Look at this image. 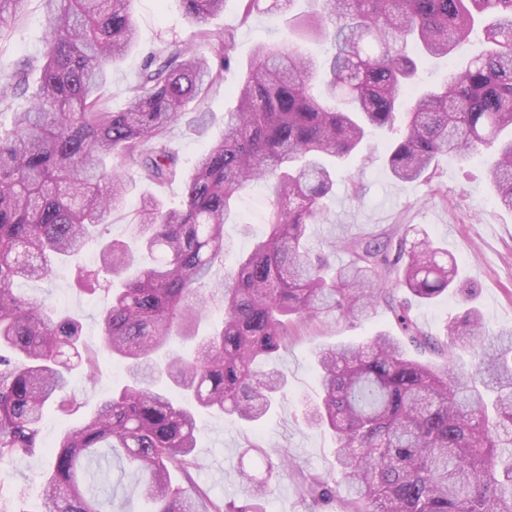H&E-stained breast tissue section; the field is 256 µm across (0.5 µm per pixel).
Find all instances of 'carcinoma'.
<instances>
[{"label": "carcinoma", "mask_w": 512, "mask_h": 512, "mask_svg": "<svg viewBox=\"0 0 512 512\" xmlns=\"http://www.w3.org/2000/svg\"><path fill=\"white\" fill-rule=\"evenodd\" d=\"M28 0H0V40L17 28ZM39 55L0 67V107L13 113L0 134V468L39 448L47 404L62 415L81 408L69 376L96 355L79 323L19 292L94 244L105 218L124 211L127 185L165 183L180 157L173 125L200 110L224 81L231 29L212 28L225 0H181L194 26L187 42L146 60L113 111L102 91L110 68L134 44V0H42ZM240 21L285 16L295 0H238ZM485 21L489 48L447 79L412 97L421 60L445 58ZM296 28L330 42L325 59L292 41L257 44L224 113V133L184 177L183 203L141 200L130 226L151 266L132 275L137 254L124 241L103 248L98 268L80 267L77 288L104 294L101 349L126 373L83 422L64 431L32 512H112L97 486L100 461L117 457L143 476L150 512H264L261 483L245 474L240 506L175 487L171 470L197 466L196 412L215 410L258 422L286 377L263 363L288 347L294 325L312 317L357 318L383 302L399 335L380 332L361 346L318 349L319 397L304 421L336 435V468L306 476L288 459L281 470L314 505L341 487V512H512V328L492 331L473 307L429 336L412 301L431 302L454 287L457 261L410 230L383 242L352 238L349 260L334 267L308 245L309 225L343 162L377 128L399 137L387 163L401 182L429 181L443 153L484 157L496 203L512 210V0H323ZM272 188L268 232L219 283L213 266L232 243L224 225L238 216L247 185ZM404 289L399 297L392 281ZM212 321L203 336V321ZM191 352L165 364L156 355L175 338ZM442 357L425 364L406 346Z\"/></svg>", "instance_id": "carcinoma-1"}]
</instances>
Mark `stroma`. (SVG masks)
Here are the masks:
<instances>
[{
  "mask_svg": "<svg viewBox=\"0 0 512 512\" xmlns=\"http://www.w3.org/2000/svg\"><path fill=\"white\" fill-rule=\"evenodd\" d=\"M133 18L137 45L113 67L105 90L116 111L124 107L126 88L136 80L148 53L172 40L186 39L191 33L179 0H134ZM42 20V0H29L26 21L11 37L0 40V63L14 64L37 54L44 36ZM213 24L236 32L230 53L232 64L224 72L223 83L206 98L204 109L210 114L206 134L198 133L188 115L173 128L172 136L185 168L220 137L224 114L234 105L232 91L255 45L290 29L284 17L257 15L248 23H241L237 0H226ZM394 138L391 131L377 132L344 162L326 200L324 220L309 228L311 247L323 249L344 237L382 236L398 225L416 227L455 256L459 285L472 289L474 304L486 326L493 330L512 327V210L496 204L485 163L462 161L444 153L434 162L431 181L404 183L392 175L386 163ZM269 206L270 195L265 186L251 185L241 191L239 221L224 227L226 237L234 243V252L225 257L223 265L214 268V279H222L237 256L250 252L264 235ZM20 290L50 299L68 311L81 325L84 345L91 350L99 347L101 300L74 288L68 268H58L50 280L21 284ZM464 311L460 296L453 291L412 309L422 329L441 339L446 336L447 324ZM393 329V319L382 304L355 320L339 317L303 323L276 359L277 367L288 376L287 397L258 424L216 412L201 413L194 450L198 466L187 477L172 472L173 485L184 488L192 483L206 490L212 499L239 503L243 500L240 472L246 469L268 479L266 512H339L333 503L313 510L293 480L267 475L266 466L282 454L304 473L325 476L333 471L334 436L329 430L306 426L301 418L303 399L315 397L318 391L314 350L325 344L361 345L378 332ZM124 377V369L103 355L94 376L76 374L70 389L92 407ZM84 417L81 411L68 417L47 411L41 451L0 471V512H28L33 507L49 468L55 439L79 425Z\"/></svg>",
  "mask_w": 512,
  "mask_h": 512,
  "instance_id": "obj_1",
  "label": "stroma"
}]
</instances>
